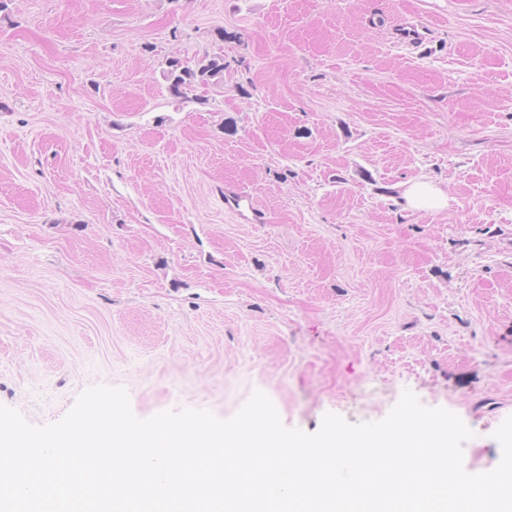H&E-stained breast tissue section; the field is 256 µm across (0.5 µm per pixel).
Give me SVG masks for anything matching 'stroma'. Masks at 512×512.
Masks as SVG:
<instances>
[{"mask_svg": "<svg viewBox=\"0 0 512 512\" xmlns=\"http://www.w3.org/2000/svg\"><path fill=\"white\" fill-rule=\"evenodd\" d=\"M6 2L0 405L42 426L105 385L226 420L259 390L313 434L408 390L497 465L512 0ZM215 55L223 83L172 96L168 59ZM408 199L414 208L431 209L442 204V196L437 189L422 184H414L408 190Z\"/></svg>", "mask_w": 512, "mask_h": 512, "instance_id": "1", "label": "stroma"}]
</instances>
